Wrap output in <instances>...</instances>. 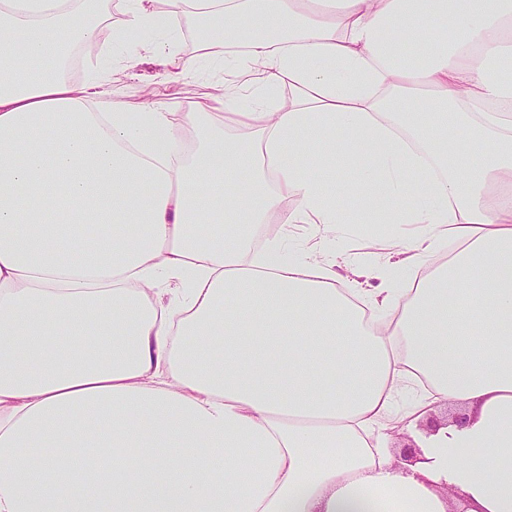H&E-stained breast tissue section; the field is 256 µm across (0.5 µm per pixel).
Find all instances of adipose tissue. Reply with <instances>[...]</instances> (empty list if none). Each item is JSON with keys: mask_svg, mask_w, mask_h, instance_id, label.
I'll return each mask as SVG.
<instances>
[{"mask_svg": "<svg viewBox=\"0 0 512 512\" xmlns=\"http://www.w3.org/2000/svg\"><path fill=\"white\" fill-rule=\"evenodd\" d=\"M122 2L229 80L129 108L60 74L100 0H0V512H512V0ZM286 194L300 256L255 254ZM176 22H177L176 26L178 27L179 32H180V39H179V43H178V47H179L180 51L187 55H196V54L203 53V52H198V51L204 45V36L199 31V29L195 26L193 21L189 17L183 15L179 19L177 17ZM185 30L192 31L194 33L195 38H194L193 42H191V43L187 42ZM346 227V234L340 242L343 249L352 253H360L368 251V242L372 239L368 236L367 230L364 225L367 224H344Z\"/></svg>", "mask_w": 512, "mask_h": 512, "instance_id": "1", "label": "adipose tissue"}]
</instances>
